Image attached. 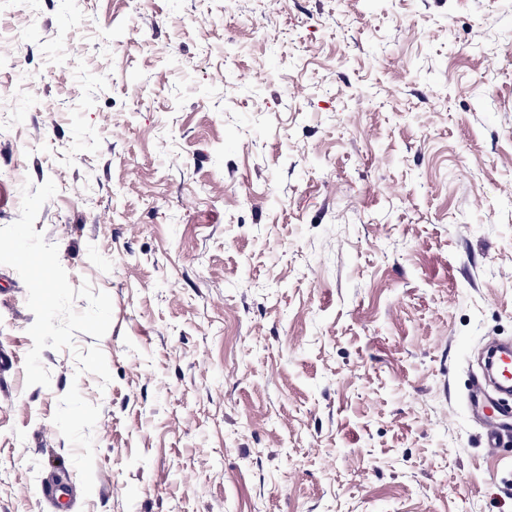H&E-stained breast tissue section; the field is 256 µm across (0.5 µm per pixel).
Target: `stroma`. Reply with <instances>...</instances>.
I'll return each mask as SVG.
<instances>
[{
  "instance_id": "35a3bbf8",
  "label": "stroma",
  "mask_w": 512,
  "mask_h": 512,
  "mask_svg": "<svg viewBox=\"0 0 512 512\" xmlns=\"http://www.w3.org/2000/svg\"><path fill=\"white\" fill-rule=\"evenodd\" d=\"M0 227L24 183L112 380L0 265V512H512L467 405L512 341V0H0ZM99 406L94 488L53 422Z\"/></svg>"
}]
</instances>
